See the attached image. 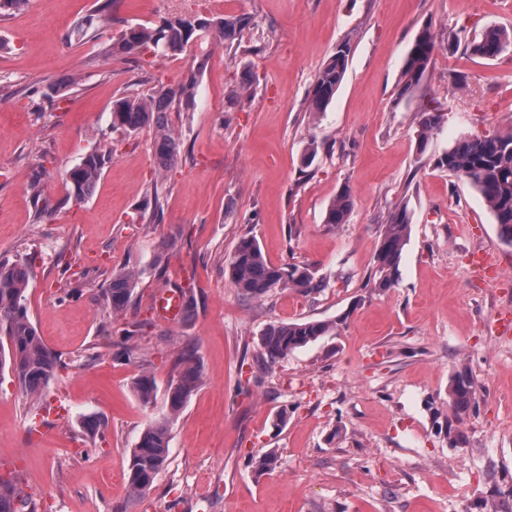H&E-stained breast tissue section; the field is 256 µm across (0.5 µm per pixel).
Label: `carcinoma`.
<instances>
[{
  "instance_id": "carcinoma-1",
  "label": "carcinoma",
  "mask_w": 512,
  "mask_h": 512,
  "mask_svg": "<svg viewBox=\"0 0 512 512\" xmlns=\"http://www.w3.org/2000/svg\"><path fill=\"white\" fill-rule=\"evenodd\" d=\"M109 19V9L103 4L96 13L74 25L69 39L80 41L96 24L106 23ZM251 25V18L246 16L164 17L153 27H126L108 46L105 55H136L147 51L156 55H177L200 32L210 34L219 45L232 44L241 40ZM511 45L512 31L493 26L474 39L469 48L474 55L491 58ZM435 49L432 34L427 30L422 31L408 51L403 65L404 89L418 86L431 64ZM349 54L348 45L337 47L319 70L309 96L310 111L323 112L332 102L347 73ZM206 62L207 56H201L188 67L178 83L160 82L148 98L124 97L112 104V130L130 134L144 126L155 127L154 155L163 175L179 163L182 147L180 139L169 129L168 113L194 110L196 89ZM72 85L71 81L50 82L41 88L39 94L52 101L66 96ZM443 122L444 114L436 108H427L419 113L416 134L420 149L426 148L429 139ZM108 159L109 152L99 147L83 157L68 173L67 199L76 204L87 201ZM440 165L470 181L494 214L500 239L512 245V132L504 136L461 139L440 158ZM353 204L351 190L343 188L327 209L325 223L332 226L346 223ZM410 230L411 219L406 207H398L388 215L376 252L374 272L369 276L368 286L372 290L386 292L397 283ZM228 271L233 288L256 299L279 288H292L310 294L323 287L305 266H276L267 262L256 238L248 234L237 242L229 259ZM29 277L28 263L0 260V333L8 340L7 345H0V371L10 370L24 391L35 394L55 377L59 361L38 336L28 317L25 301ZM137 285L138 274L133 271L112 275L110 287L101 295V305L114 316L124 313ZM142 327L141 323L132 324V329L124 330L121 340L114 342L118 357L126 361L139 358L131 339ZM334 332L336 323L332 321L305 320L271 325L261 333L259 359L264 364L275 363L289 352ZM179 360L185 369L168 390L165 413L144 429L133 449L129 474L133 499L151 489L157 474L166 464L170 425L179 417L200 384L201 373L194 364L193 353L184 350L180 352ZM133 388L143 403L153 402L156 385L151 374L144 372L139 375ZM449 397L458 419L476 407L477 387L470 375L459 372L453 377ZM28 510L29 502L20 495L17 485L0 476V512Z\"/></svg>"
}]
</instances>
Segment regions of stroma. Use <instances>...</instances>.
I'll return each instance as SVG.
<instances>
[{
    "mask_svg": "<svg viewBox=\"0 0 512 512\" xmlns=\"http://www.w3.org/2000/svg\"><path fill=\"white\" fill-rule=\"evenodd\" d=\"M223 2L254 26L211 54L193 112L170 113L182 157L158 212L146 206L154 130L112 132V103L177 83L202 50L107 60L100 50L125 26L190 5L113 0L110 25L79 42L67 35L96 0H28L0 16V260L29 262L28 315L61 361L36 399L0 374V465L37 512H512V331L498 326L512 313V245L477 190L439 164L461 138L512 132V47L490 59L467 49L488 27L512 29V0ZM425 29L436 50L406 92L404 58ZM342 43L346 76L326 111H309L315 76ZM246 73L250 95L233 98ZM55 79L74 81L66 99L35 95ZM430 107L445 122L422 150L416 117ZM97 146L111 156L92 197L66 202L67 172ZM35 180L49 203L41 219ZM345 187L347 222L325 224ZM402 205L411 233L400 276L375 292L367 277L382 225ZM247 233L271 263L309 266L321 291L239 294L227 267ZM482 251L498 257V282L469 266ZM126 269L140 278L115 319L99 300ZM188 282L193 311L159 321L154 293ZM74 288L80 298L66 299ZM304 319L337 330L258 367L261 333ZM138 321L141 359L114 360L113 341ZM185 346L201 386L171 426L150 491L131 498V452L163 413ZM462 369L480 398L453 446L448 387ZM144 371L156 382L148 405L132 390ZM36 403L66 409L49 436L32 429ZM89 416L99 432L83 430ZM270 451L275 468L257 471Z\"/></svg>",
    "mask_w": 512,
    "mask_h": 512,
    "instance_id": "1",
    "label": "stroma"
}]
</instances>
